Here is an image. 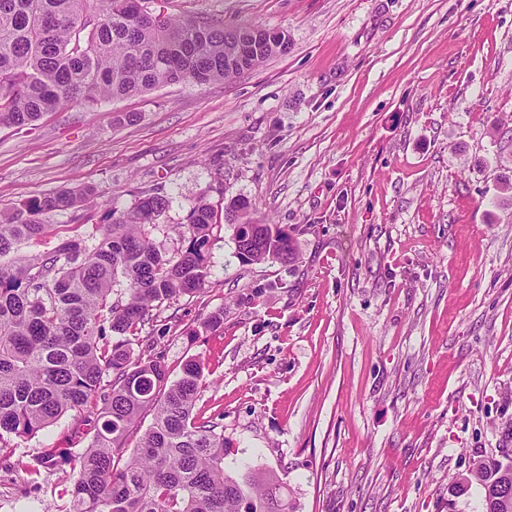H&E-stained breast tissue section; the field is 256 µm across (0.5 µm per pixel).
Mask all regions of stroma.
Wrapping results in <instances>:
<instances>
[{
  "label": "stroma",
  "mask_w": 512,
  "mask_h": 512,
  "mask_svg": "<svg viewBox=\"0 0 512 512\" xmlns=\"http://www.w3.org/2000/svg\"><path fill=\"white\" fill-rule=\"evenodd\" d=\"M156 12L284 31L252 73L0 128V212L89 185L47 253L158 192L174 251L199 199L287 229L291 263L242 262L219 220L199 293L157 310L135 354L204 365L198 417L229 472L275 474L296 512H481L451 496L474 453L512 448V0H153ZM223 312L216 331L203 322ZM64 416L0 450V512H69Z\"/></svg>",
  "instance_id": "35a3bbf8"
}]
</instances>
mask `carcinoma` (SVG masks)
I'll return each instance as SVG.
<instances>
[{
	"label": "carcinoma",
	"instance_id": "1",
	"mask_svg": "<svg viewBox=\"0 0 512 512\" xmlns=\"http://www.w3.org/2000/svg\"><path fill=\"white\" fill-rule=\"evenodd\" d=\"M287 50L282 31L160 17L146 0H0V126H31L48 112L172 83L234 80ZM93 193L62 188L0 214V444L74 413L70 441L90 439L83 453L74 459L52 448L42 458L49 468H70V512H295L276 477L226 471L231 444L219 423L193 416L204 387L200 361H186L171 381L161 360L134 357L152 311L205 286L215 226L209 203L199 201L177 227L181 248L171 254L146 232L169 206L158 192L112 210L89 242L19 254L50 231V214L75 213ZM231 228L244 262L295 257L291 234L275 224L241 220ZM148 410L154 423L126 447ZM500 453L473 460L452 493L500 480L511 492L512 448Z\"/></svg>",
	"mask_w": 512,
	"mask_h": 512
}]
</instances>
